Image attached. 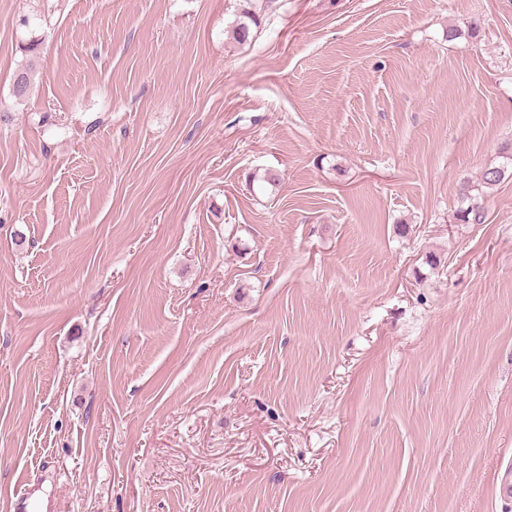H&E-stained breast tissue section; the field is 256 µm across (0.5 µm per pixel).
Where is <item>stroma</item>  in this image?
I'll return each instance as SVG.
<instances>
[{
    "mask_svg": "<svg viewBox=\"0 0 512 512\" xmlns=\"http://www.w3.org/2000/svg\"><path fill=\"white\" fill-rule=\"evenodd\" d=\"M3 112L0 512H512V0H0Z\"/></svg>",
    "mask_w": 512,
    "mask_h": 512,
    "instance_id": "1",
    "label": "stroma"
}]
</instances>
